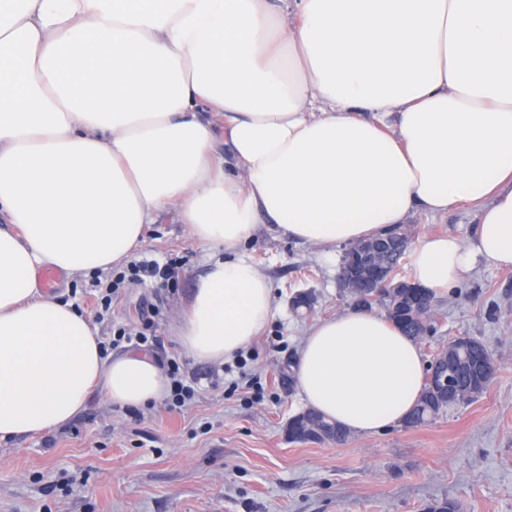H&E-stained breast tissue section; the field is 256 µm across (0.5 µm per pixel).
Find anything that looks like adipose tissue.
I'll return each instance as SVG.
<instances>
[{
	"instance_id": "1",
	"label": "adipose tissue",
	"mask_w": 512,
	"mask_h": 512,
	"mask_svg": "<svg viewBox=\"0 0 512 512\" xmlns=\"http://www.w3.org/2000/svg\"><path fill=\"white\" fill-rule=\"evenodd\" d=\"M461 205L469 237L408 255L437 296L512 266V0H0V442L168 389L149 354L103 352L42 269L111 271L175 211L214 250L175 334L218 363L275 317L240 251L257 225L328 254ZM294 370L308 408L362 434L425 386L418 342L368 310L315 321Z\"/></svg>"
}]
</instances>
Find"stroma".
Listing matches in <instances>:
<instances>
[{"label": "stroma", "mask_w": 512, "mask_h": 512, "mask_svg": "<svg viewBox=\"0 0 512 512\" xmlns=\"http://www.w3.org/2000/svg\"><path fill=\"white\" fill-rule=\"evenodd\" d=\"M476 222L469 207L411 217L413 239ZM241 250L270 280L276 317L251 344L252 373L262 385L227 394L216 364L185 356L174 326L196 275L211 254L174 212L148 225L142 258L176 260V284L124 283L101 337L154 318L163 347L198 381L195 404L132 414L93 395L63 427L0 443V512H426L445 499L462 512H512V267L478 266L454 293L437 297L433 338L424 359L457 336H475L498 358L488 388L435 421L394 425L344 443H291L284 427L302 410L293 365L301 339L319 319L347 311L336 283L339 256L297 244L260 225ZM310 293L314 309L295 313ZM159 316H152V307Z\"/></svg>", "instance_id": "stroma-1"}]
</instances>
